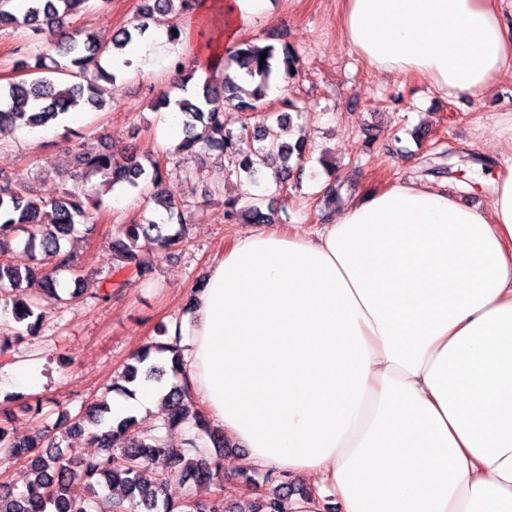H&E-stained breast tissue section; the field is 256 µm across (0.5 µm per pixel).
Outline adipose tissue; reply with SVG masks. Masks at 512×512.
<instances>
[{
	"label": "adipose tissue",
	"instance_id": "1",
	"mask_svg": "<svg viewBox=\"0 0 512 512\" xmlns=\"http://www.w3.org/2000/svg\"><path fill=\"white\" fill-rule=\"evenodd\" d=\"M380 73L476 97L512 73L500 0H339ZM489 210L373 188L312 235L234 237L205 270L181 381L293 512H512V167Z\"/></svg>",
	"mask_w": 512,
	"mask_h": 512
}]
</instances>
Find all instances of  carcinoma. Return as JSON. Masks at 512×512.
<instances>
[{
	"mask_svg": "<svg viewBox=\"0 0 512 512\" xmlns=\"http://www.w3.org/2000/svg\"><path fill=\"white\" fill-rule=\"evenodd\" d=\"M17 0H0V28L28 27L35 33L47 35L56 43L64 62L55 64L52 72L68 77L55 81L44 76L47 72L43 58L35 57L31 64L21 59L17 66L31 72L28 79L0 85V131L24 128L33 131L50 123L59 124L75 111L101 110L112 103V86L122 68L132 65L125 59L122 67L106 70L102 61L115 48L124 49L144 37L148 20L156 12H173L183 18L191 17L204 0H143L136 22L113 33L107 45L95 35L78 27L64 25L66 17L83 10L89 0H27L22 9ZM266 54L260 59V54ZM212 72L221 73L219 80L193 82L197 59L177 57L171 68L176 78L161 89L153 100V108L173 109L182 116L183 138L175 153L190 157H217L234 165L237 172L257 180L258 169L251 156L243 154L239 145L251 139L257 143L254 155L268 168L279 174V186L288 185L293 171L302 169L305 157V138L295 143L281 140V133L294 128L292 113L300 112L298 101L288 95V86L301 71L297 53L285 46L278 51L271 45L260 47L247 43L224 53L212 54ZM281 76L283 97L279 106L267 107L266 98L274 75ZM234 109L246 113L248 122L236 131L224 126V112ZM75 152L77 171L75 185L61 197L52 200L35 198L14 187L17 179L0 169V286L11 289L4 306L11 308L16 323L24 325L12 333L0 334V356L10 354L24 334H34L40 327L43 302L61 300L63 287L60 273L78 276L70 253L62 251L61 241L75 226H94L96 215L84 182L102 177V185L112 190L128 185L147 194V198L162 208L167 217L161 222L129 220L119 224L112 238V251L119 263L115 274L143 276L149 270L145 255L152 250L183 245L189 239L190 217L179 210L163 190L166 165L154 157L149 163L137 146L126 156L117 159L110 153L93 150L82 141L71 145ZM269 216L257 205L238 206V200L224 202V223L265 224ZM26 236L24 262L13 260L8 237L14 232ZM126 282L114 283L106 278L96 283L91 297L106 301L112 289ZM162 341H152L138 350L126 363L119 379L124 384L112 387L126 394V387L137 381L162 380L168 373L180 376V337L168 335L162 329ZM167 429L185 428L188 436L182 446L172 447L160 434L142 431L133 416L112 418L105 401L91 402L78 414L64 413L53 429H64L72 436L90 433L97 451L91 455L66 459L50 452L54 443L40 439L16 438L10 428L12 416L0 418V451L23 460L34 479L25 490L0 485V512H95V499H77L70 495L72 481L80 477L88 485L109 491L107 512H224V499L219 495L224 451V433L209 427L203 413L185 386L175 383L163 396ZM206 435L218 453L211 455L199 444ZM178 473L184 481L212 490L207 502L190 497L174 502L165 498L167 478ZM152 474L148 479L146 474ZM308 490L293 489L284 479L272 494L256 502L251 510L236 512H290L293 495L306 496Z\"/></svg>",
	"mask_w": 512,
	"mask_h": 512,
	"instance_id": "cac0c4a2",
	"label": "carcinoma"
}]
</instances>
